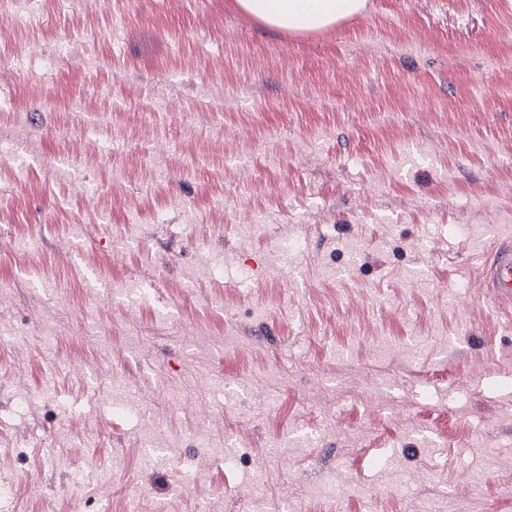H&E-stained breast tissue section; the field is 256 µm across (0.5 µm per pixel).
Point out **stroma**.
<instances>
[{
    "label": "stroma",
    "instance_id": "stroma-1",
    "mask_svg": "<svg viewBox=\"0 0 512 512\" xmlns=\"http://www.w3.org/2000/svg\"><path fill=\"white\" fill-rule=\"evenodd\" d=\"M20 2L0 512H512V304L481 278L512 240V0L307 34L232 0Z\"/></svg>",
    "mask_w": 512,
    "mask_h": 512
}]
</instances>
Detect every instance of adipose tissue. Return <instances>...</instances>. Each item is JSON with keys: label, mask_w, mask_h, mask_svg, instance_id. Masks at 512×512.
<instances>
[{"label": "adipose tissue", "mask_w": 512, "mask_h": 512, "mask_svg": "<svg viewBox=\"0 0 512 512\" xmlns=\"http://www.w3.org/2000/svg\"><path fill=\"white\" fill-rule=\"evenodd\" d=\"M234 6L268 27L308 33L360 14L366 0H235Z\"/></svg>", "instance_id": "adipose-tissue-1"}]
</instances>
